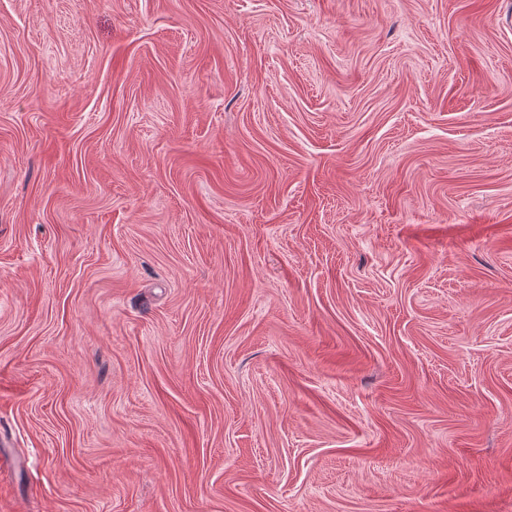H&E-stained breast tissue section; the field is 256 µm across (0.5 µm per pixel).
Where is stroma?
I'll return each mask as SVG.
<instances>
[{"label": "stroma", "instance_id": "obj_1", "mask_svg": "<svg viewBox=\"0 0 512 512\" xmlns=\"http://www.w3.org/2000/svg\"><path fill=\"white\" fill-rule=\"evenodd\" d=\"M0 512H512V0H0Z\"/></svg>", "mask_w": 512, "mask_h": 512}]
</instances>
